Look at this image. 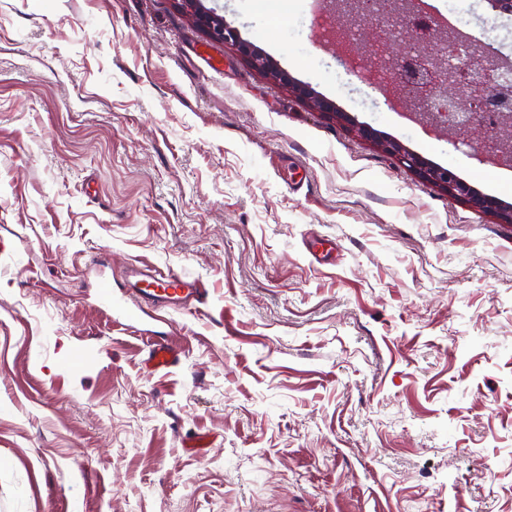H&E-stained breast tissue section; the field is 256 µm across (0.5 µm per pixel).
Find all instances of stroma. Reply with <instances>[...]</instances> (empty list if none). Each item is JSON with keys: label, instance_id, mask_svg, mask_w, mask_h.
<instances>
[{"label": "stroma", "instance_id": "obj_1", "mask_svg": "<svg viewBox=\"0 0 512 512\" xmlns=\"http://www.w3.org/2000/svg\"><path fill=\"white\" fill-rule=\"evenodd\" d=\"M293 4L205 2L338 117L174 0H0V512H512V223L382 142L507 205L512 171L348 82ZM96 251L210 302L115 322ZM179 8L186 14L190 15L196 25L206 34L209 40L218 43L236 45L244 57H246L251 65L269 73L276 82L289 85L293 91L302 99L309 100L314 107L324 114L338 117L339 113L335 112L333 104L312 98V90L307 86L293 85L288 75L281 71H269L265 67V63L257 50L241 43L239 32L236 28L224 23V19L217 16L212 10L206 8L200 0H176ZM384 148L387 152L397 156L408 169L422 180L444 190L452 197L468 203L473 209L495 214L502 221L512 223L511 209L508 211L503 209L496 198L476 194L467 183L458 178L453 168L431 165L418 154L397 144L384 146ZM152 339L148 357L145 361L146 368L151 372L173 366L179 359L177 344L167 332L152 331Z\"/></svg>", "mask_w": 512, "mask_h": 512}]
</instances>
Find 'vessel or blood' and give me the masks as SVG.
<instances>
[{
    "label": "vessel or blood",
    "instance_id": "1",
    "mask_svg": "<svg viewBox=\"0 0 512 512\" xmlns=\"http://www.w3.org/2000/svg\"><path fill=\"white\" fill-rule=\"evenodd\" d=\"M124 286V305L120 313L131 318L140 312L147 314L160 309L182 311L208 302L206 291L197 288L195 281L184 274L170 272L161 275L138 264H128ZM178 359L179 350L172 337L165 332L156 333L145 361L146 368L156 372L173 366Z\"/></svg>",
    "mask_w": 512,
    "mask_h": 512
}]
</instances>
